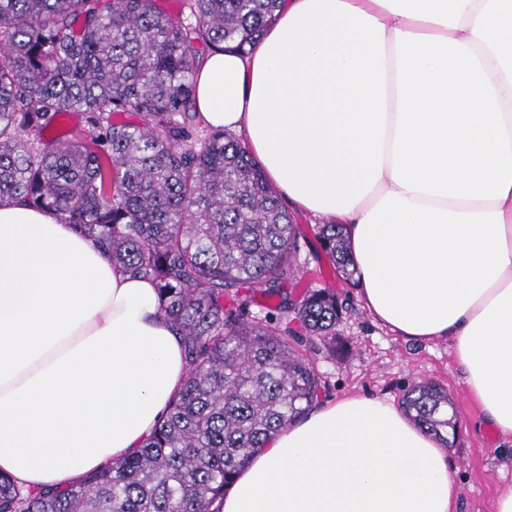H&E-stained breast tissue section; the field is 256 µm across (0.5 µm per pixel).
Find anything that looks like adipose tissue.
<instances>
[{
	"label": "adipose tissue",
	"instance_id": "1",
	"mask_svg": "<svg viewBox=\"0 0 512 512\" xmlns=\"http://www.w3.org/2000/svg\"><path fill=\"white\" fill-rule=\"evenodd\" d=\"M194 83L290 206L343 225L369 313L447 342L512 437V0H281ZM186 373L150 281L0 203V472L79 482L141 446ZM458 491L441 442L354 394L278 433L220 512H457Z\"/></svg>",
	"mask_w": 512,
	"mask_h": 512
}]
</instances>
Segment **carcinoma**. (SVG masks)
<instances>
[{
    "label": "carcinoma",
    "instance_id": "obj_1",
    "mask_svg": "<svg viewBox=\"0 0 512 512\" xmlns=\"http://www.w3.org/2000/svg\"><path fill=\"white\" fill-rule=\"evenodd\" d=\"M174 19L155 0H0V201L56 212L112 264L151 280L184 347L187 376L134 454L63 489L26 490L0 474V512H219L253 454L322 392L295 347L336 355L341 306L323 288L296 303V224L258 163L222 129L199 134L193 69L209 48L255 44L279 0H186ZM83 115L82 137H49ZM134 112L140 123L112 116ZM323 247L349 279L343 227ZM281 295L283 316L243 318L250 288ZM448 393L426 382L404 412L446 439Z\"/></svg>",
    "mask_w": 512,
    "mask_h": 512
}]
</instances>
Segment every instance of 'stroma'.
<instances>
[{"mask_svg":"<svg viewBox=\"0 0 512 512\" xmlns=\"http://www.w3.org/2000/svg\"><path fill=\"white\" fill-rule=\"evenodd\" d=\"M293 218L300 251L288 294L298 300L307 291L331 288L343 305L335 355L311 357L325 383L322 400L362 393L398 405L413 385L439 384L452 402L455 434L449 448L460 485L459 512H492L500 487L512 480V440L498 436L466 395L447 343L407 342L376 321L361 302L356 280L335 275L318 240L319 219L299 212Z\"/></svg>","mask_w":512,"mask_h":512,"instance_id":"1","label":"stroma"}]
</instances>
